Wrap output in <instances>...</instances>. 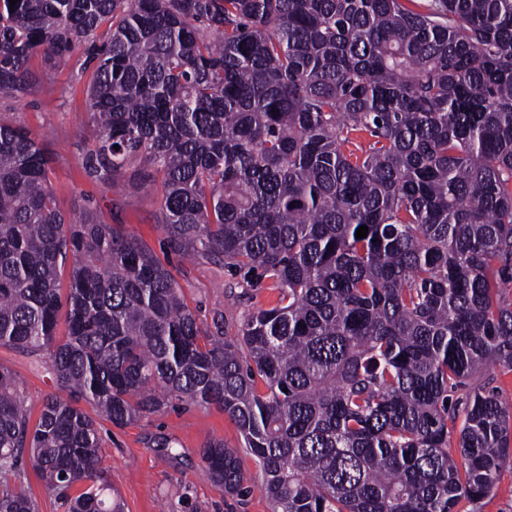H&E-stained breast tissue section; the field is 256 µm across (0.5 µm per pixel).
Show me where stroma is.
<instances>
[{"mask_svg": "<svg viewBox=\"0 0 512 512\" xmlns=\"http://www.w3.org/2000/svg\"><path fill=\"white\" fill-rule=\"evenodd\" d=\"M31 69L52 85V92L34 89L25 99L0 95V124L28 129L52 157L51 190L57 206L70 212L74 198L88 199L106 223L124 228L167 261L181 293L201 327L222 325L225 338L239 334L248 313L276 305L279 291L271 280L249 286L217 258H187L170 252L162 228V187L142 186L144 160L125 167L112 182L86 175L84 165L98 136L89 110L87 89L93 70L83 48L57 62L35 52ZM0 366L8 369L24 401L30 422H37L45 399L57 387L47 352L35 355L0 346ZM101 467L117 489L125 512H270L256 475L254 458L241 451L234 424L216 406L182 403L118 428L100 420ZM171 451H164L163 442ZM221 441L239 449L243 472L250 476L244 496L225 494L211 481L201 459L203 448Z\"/></svg>", "mask_w": 512, "mask_h": 512, "instance_id": "1", "label": "stroma"}]
</instances>
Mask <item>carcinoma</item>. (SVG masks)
I'll use <instances>...</instances> for the list:
<instances>
[{"instance_id":"carcinoma-1","label":"carcinoma","mask_w":512,"mask_h":512,"mask_svg":"<svg viewBox=\"0 0 512 512\" xmlns=\"http://www.w3.org/2000/svg\"><path fill=\"white\" fill-rule=\"evenodd\" d=\"M79 45L87 176L145 158L170 250L279 300L237 338L208 332L149 248L78 200L66 217L46 149L0 124V345L49 351L67 394L31 429L0 367V512H37L26 454L63 512H123L81 400L117 427L218 406L272 512L491 495L512 403L471 380L512 371V0H0V94L35 88L33 53ZM202 460L245 493L237 451Z\"/></svg>"}]
</instances>
